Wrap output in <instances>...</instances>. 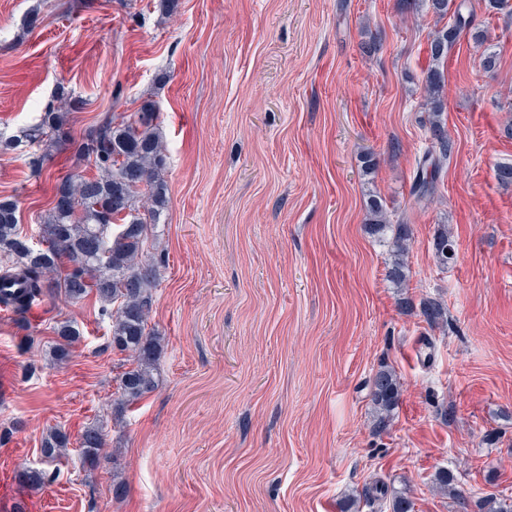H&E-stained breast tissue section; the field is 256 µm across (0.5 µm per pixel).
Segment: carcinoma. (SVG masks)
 <instances>
[{
    "mask_svg": "<svg viewBox=\"0 0 512 512\" xmlns=\"http://www.w3.org/2000/svg\"><path fill=\"white\" fill-rule=\"evenodd\" d=\"M466 0L454 11V23L437 31L430 42L432 66L425 77L424 106L432 112L430 147L418 161L412 194L420 202L434 197L437 175L450 159L454 142L439 119L444 111L445 79L439 63L472 25L464 13ZM86 101L64 81L56 84L37 121L18 134L0 135V150L19 151L36 171L47 151L65 142L68 115L84 109ZM78 156L96 169L86 176L66 173L57 178L54 205L39 220L38 237L20 230L18 201L0 197V304L16 313L25 312L46 293L59 291L71 300L93 293L101 305V316L111 320L112 348L127 355L117 375L116 413L134 404L157 385L154 364L160 333L148 327L153 307L152 290L159 281V263L147 255L146 245L167 209L168 186L162 177L166 154L160 132V115L154 101L144 100L129 116L107 117L83 139ZM366 226L375 235L392 233L391 266L388 276L397 288L409 279L407 241L409 227L404 219L393 221L382 202L372 201ZM442 263L453 259L448 233L435 240ZM420 313L432 325L447 322V309L436 299L420 303ZM58 340L53 360L67 362L81 332L71 321L57 324ZM375 427L383 431L401 396V384L391 369L379 370L372 380ZM70 444L60 429H50L42 440L43 461L50 464ZM81 459L90 467L105 458L106 438L98 425L85 427L79 439ZM25 482L41 486L52 479L47 469H25ZM436 485L453 493L466 505L453 473H437ZM478 512H512V502L487 497L477 504Z\"/></svg>",
    "mask_w": 512,
    "mask_h": 512,
    "instance_id": "cac0c4a2",
    "label": "carcinoma"
}]
</instances>
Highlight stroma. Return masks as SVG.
<instances>
[{
  "label": "stroma",
  "instance_id": "obj_1",
  "mask_svg": "<svg viewBox=\"0 0 512 512\" xmlns=\"http://www.w3.org/2000/svg\"><path fill=\"white\" fill-rule=\"evenodd\" d=\"M36 4L43 21L23 32ZM469 9L486 43L448 50L440 120L455 148L427 204L411 194L440 22L427 5L179 0L167 16L156 0H0V132L33 124L58 81L86 101L40 173L0 152L21 230L36 234L57 177L92 174L76 156L86 134L145 98L169 188L149 247L158 386L122 415L125 356L95 296L0 306V512H387L378 483L412 512H460L434 481L446 469L469 499H512V185L495 175L512 163V14ZM374 195L410 227L402 290L388 241L365 228ZM426 298L446 325L420 316ZM63 320L83 338L60 367L48 350ZM384 366L401 397L377 434L370 381ZM91 423L110 454L94 469L77 445ZM54 427L71 438L56 479L19 483Z\"/></svg>",
  "mask_w": 512,
  "mask_h": 512
}]
</instances>
